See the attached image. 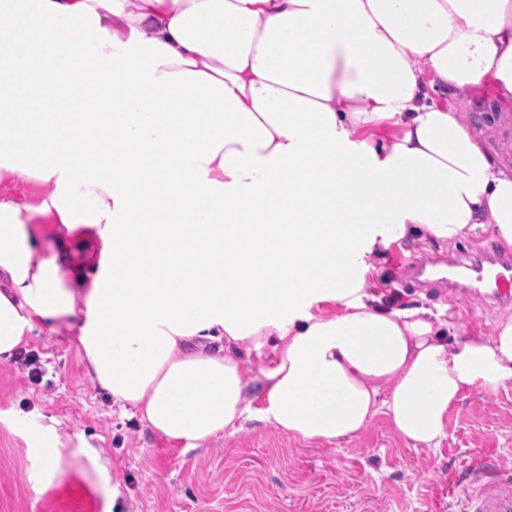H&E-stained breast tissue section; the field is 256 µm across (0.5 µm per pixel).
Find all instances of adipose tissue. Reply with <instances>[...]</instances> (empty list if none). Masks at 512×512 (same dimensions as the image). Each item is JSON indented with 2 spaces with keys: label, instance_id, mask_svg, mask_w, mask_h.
I'll use <instances>...</instances> for the list:
<instances>
[{
  "label": "adipose tissue",
  "instance_id": "adipose-tissue-1",
  "mask_svg": "<svg viewBox=\"0 0 512 512\" xmlns=\"http://www.w3.org/2000/svg\"><path fill=\"white\" fill-rule=\"evenodd\" d=\"M0 0V361L77 325L114 401L193 449L256 416L339 441L384 416L438 447L460 395L512 384V317L459 334L377 293L372 256L490 230L512 173L434 94L512 105V0ZM60 245L45 255L34 230ZM269 349L253 371L236 353ZM47 490L113 491L98 448L26 440ZM46 190L47 186L39 181L15 182L9 176L0 179V193L9 195L21 202L37 204Z\"/></svg>",
  "mask_w": 512,
  "mask_h": 512
}]
</instances>
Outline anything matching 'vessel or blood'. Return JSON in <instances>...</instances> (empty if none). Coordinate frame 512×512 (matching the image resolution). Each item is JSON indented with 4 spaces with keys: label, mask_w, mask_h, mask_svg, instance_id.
Instances as JSON below:
<instances>
[{
    "label": "vessel or blood",
    "mask_w": 512,
    "mask_h": 512,
    "mask_svg": "<svg viewBox=\"0 0 512 512\" xmlns=\"http://www.w3.org/2000/svg\"><path fill=\"white\" fill-rule=\"evenodd\" d=\"M398 279L438 297L466 296L498 308L512 306V255L485 249L452 257H425L403 266ZM465 512H512V469L478 458L462 476Z\"/></svg>",
    "instance_id": "b4317fda"
}]
</instances>
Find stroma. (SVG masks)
I'll return each instance as SVG.
<instances>
[{"mask_svg":"<svg viewBox=\"0 0 512 512\" xmlns=\"http://www.w3.org/2000/svg\"><path fill=\"white\" fill-rule=\"evenodd\" d=\"M491 86L473 92L468 120L495 162L512 168V120ZM446 254L430 239L410 238L373 257L384 296L401 304L441 306L440 299L400 286V264L427 253ZM460 330L491 335L502 310L477 302L446 306ZM76 332L31 337L39 382L16 361L0 362V413L57 420L67 448L85 439L101 449L115 489L103 503L77 477L41 490L24 438L0 422V512H463V493H449L453 471L476 456L512 468V387L471 389L448 413L447 435L436 448L398 441L384 417L342 441L303 440L247 419L235 434H221L195 449L167 441L138 417L122 413L86 374Z\"/></svg>","mask_w":512,"mask_h":512,"instance_id":"35a3bbf8","label":"stroma"}]
</instances>
